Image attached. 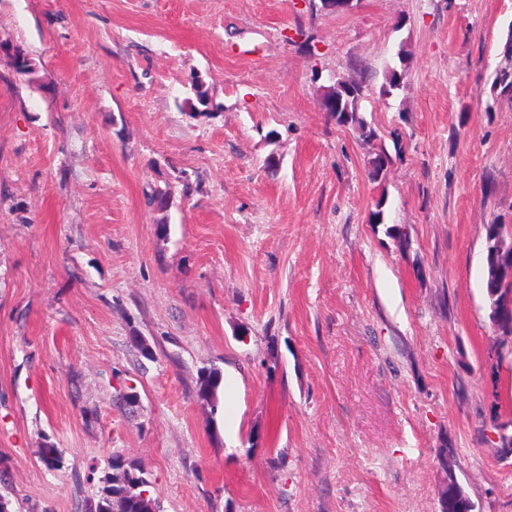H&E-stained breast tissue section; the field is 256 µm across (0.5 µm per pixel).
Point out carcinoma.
<instances>
[{
	"mask_svg": "<svg viewBox=\"0 0 512 512\" xmlns=\"http://www.w3.org/2000/svg\"><path fill=\"white\" fill-rule=\"evenodd\" d=\"M367 83L366 77L354 76L341 77L336 79L334 84L330 85L322 96V101L330 105L328 112L335 118L339 125H352L360 131V137L368 144L379 138L375 128L359 116L360 100L364 95ZM383 92L386 95L392 94V91L403 88V74L395 68L390 67L385 75V84L382 85ZM191 89L194 91L196 103L189 104L191 111L197 112L203 110H217L220 105L213 103L204 85L199 80L191 81ZM392 157L385 147L377 148L368 160L369 177L373 181H380L383 178L384 171L391 163ZM485 240L492 242L498 253L492 252L485 254L487 275L484 283L485 293L489 303V319L494 327L497 337L500 339L512 337V314L506 307V296L512 295V281L503 280L499 274L498 266L501 261L512 262V241L503 235V225L487 224L484 226ZM221 385V377L218 371L214 369L203 368L197 381L196 396L198 400L209 405L211 410L217 408V395ZM492 400L490 402V413L494 421V429H506L512 434V413L501 411L498 390L491 392ZM116 478H111V474L104 475L101 494L97 498H91L86 502V512H113L112 503L122 498L124 492L133 489L129 500H138L139 508H150L152 512H161V506L158 499L148 496L142 499V494L149 492L151 487L150 480L144 476V472L132 468L124 467L117 459L112 461V474Z\"/></svg>",
	"mask_w": 512,
	"mask_h": 512,
	"instance_id": "cac0c4a2",
	"label": "carcinoma"
}]
</instances>
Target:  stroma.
Returning a JSON list of instances; mask_svg holds the SVG:
<instances>
[{
	"mask_svg": "<svg viewBox=\"0 0 512 512\" xmlns=\"http://www.w3.org/2000/svg\"><path fill=\"white\" fill-rule=\"evenodd\" d=\"M0 43L35 69L0 55L10 512H83L116 457L163 512H439L451 477L512 512L484 290L485 225L512 236V0H0ZM356 70L401 134L379 182L321 106ZM196 76L216 111L190 112ZM221 385V377L215 369L202 368L197 381L196 396L211 409L217 408V395Z\"/></svg>",
	"mask_w": 512,
	"mask_h": 512,
	"instance_id": "35a3bbf8",
	"label": "stroma"
}]
</instances>
